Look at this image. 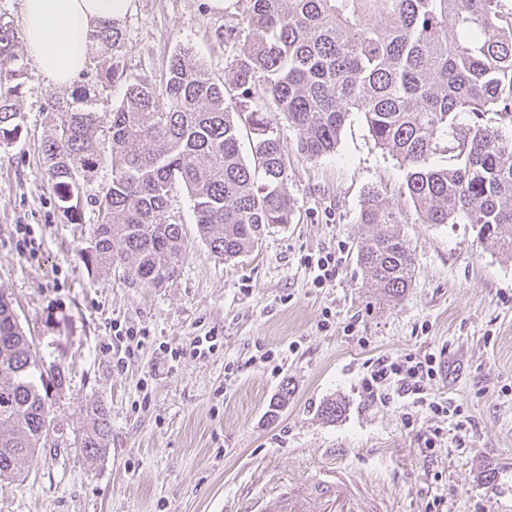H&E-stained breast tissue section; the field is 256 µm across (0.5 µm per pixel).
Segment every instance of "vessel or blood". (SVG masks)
<instances>
[{
  "mask_svg": "<svg viewBox=\"0 0 512 512\" xmlns=\"http://www.w3.org/2000/svg\"><path fill=\"white\" fill-rule=\"evenodd\" d=\"M234 512H390V508L355 471L321 465L300 480L280 481Z\"/></svg>",
  "mask_w": 512,
  "mask_h": 512,
  "instance_id": "obj_1",
  "label": "vessel or blood"
}]
</instances>
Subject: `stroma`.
<instances>
[{"label": "stroma", "instance_id": "obj_1", "mask_svg": "<svg viewBox=\"0 0 512 512\" xmlns=\"http://www.w3.org/2000/svg\"><path fill=\"white\" fill-rule=\"evenodd\" d=\"M247 7L240 0L216 14L206 0H134L115 60L157 81L170 55L188 47L223 75L235 47L219 35L240 26ZM26 69L23 133L0 144V293L44 362L66 361L68 375L49 392L54 431L36 463L0 478V512H232L243 490L327 461L368 476L392 512H512V257L480 248L472 225L420 223L403 168L360 115L336 153L319 159L301 154L298 131L283 128L297 217L235 259L210 252L185 188H176L165 218L182 224L188 248L176 277L155 287L84 261L97 208L86 203L80 223H68L39 150L47 100L69 99L73 86L48 84L34 62ZM372 190L400 213L415 257L412 286L396 299L357 263L370 234L358 214ZM23 224L36 253L19 244ZM328 252L338 275L314 287L309 263ZM117 326L143 337L115 336ZM196 336L221 345L168 368L162 347ZM430 352L444 363L431 391L459 405L468 429L411 397L371 403L362 392L376 357ZM229 362L239 370L228 380ZM285 386L288 404L271 414ZM333 399L345 409L330 421L320 409ZM94 403L112 422L97 460L81 446ZM436 428L441 446L427 461L418 436Z\"/></svg>", "mask_w": 512, "mask_h": 512}]
</instances>
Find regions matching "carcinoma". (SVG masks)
I'll return each mask as SVG.
<instances>
[{
    "label": "carcinoma",
    "instance_id": "cac0c4a2",
    "mask_svg": "<svg viewBox=\"0 0 512 512\" xmlns=\"http://www.w3.org/2000/svg\"><path fill=\"white\" fill-rule=\"evenodd\" d=\"M239 43L224 77L187 49L168 59L162 84L130 78L112 65L97 72V92L120 83L110 113L92 110L83 86L46 103L41 142L60 210L78 223L85 186L99 168L111 181L94 198L98 223L87 263L119 264L154 286L174 278L185 251L182 225L164 220L171 193L186 189L199 234L226 260L251 250L274 224L297 214L288 191V158L279 121L299 131L310 159L336 152L345 122L362 114L376 144L405 170V188L423 224L466 221L479 244L512 254V136L480 124L487 114L512 126V8L505 0H248L245 27L219 34ZM107 57L123 33L103 21L89 34ZM21 36L0 19V142L21 137L17 100L26 68ZM252 142L250 161L241 135ZM111 144L109 156L100 142ZM455 160L433 164L441 143ZM359 223L376 227L358 263L385 294L410 288L414 258L399 218L376 192ZM50 373L63 388L65 368H49L24 333L12 301L0 294V477L30 466L47 432L40 385ZM108 411L87 410L81 445L108 451Z\"/></svg>",
    "mask_w": 512,
    "mask_h": 512
}]
</instances>
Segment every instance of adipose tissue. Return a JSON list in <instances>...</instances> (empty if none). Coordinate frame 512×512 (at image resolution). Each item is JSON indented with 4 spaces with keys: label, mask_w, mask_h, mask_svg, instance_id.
<instances>
[{
    "label": "adipose tissue",
    "mask_w": 512,
    "mask_h": 512,
    "mask_svg": "<svg viewBox=\"0 0 512 512\" xmlns=\"http://www.w3.org/2000/svg\"><path fill=\"white\" fill-rule=\"evenodd\" d=\"M133 0H22V37L45 81L70 85L89 59V34L98 22H121Z\"/></svg>",
    "instance_id": "obj_1"
}]
</instances>
